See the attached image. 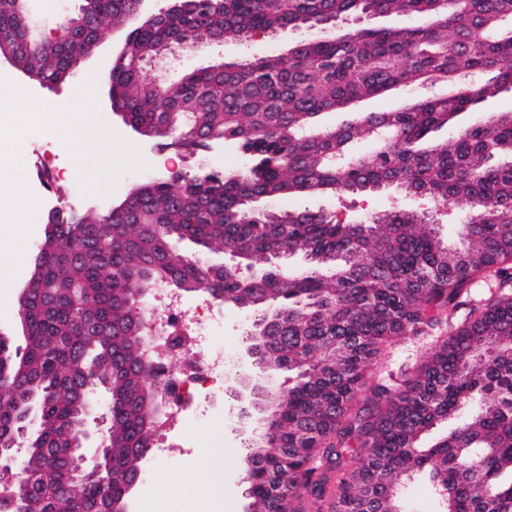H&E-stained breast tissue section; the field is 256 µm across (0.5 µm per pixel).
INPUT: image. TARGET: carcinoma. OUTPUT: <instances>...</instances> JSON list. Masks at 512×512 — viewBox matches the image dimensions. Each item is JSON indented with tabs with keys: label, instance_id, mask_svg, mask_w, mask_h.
<instances>
[{
	"label": "carcinoma",
	"instance_id": "1",
	"mask_svg": "<svg viewBox=\"0 0 512 512\" xmlns=\"http://www.w3.org/2000/svg\"><path fill=\"white\" fill-rule=\"evenodd\" d=\"M135 0H87L82 32L60 38L27 28V0H0V54L47 89H80L74 55L104 26L133 21ZM401 14L422 23L357 28L307 40L291 52L212 65L179 79L143 76L173 43L246 40L284 28H338L360 16ZM108 94L127 125L186 151L232 143L239 170L198 167L191 176L134 186L131 201L94 217L73 208L54 225L22 303L24 346L0 336V448L13 453L39 412L40 447L0 468L11 483L0 512H113L150 451L164 411L143 357L145 300L159 284L205 289L253 315L245 332L266 369L288 385L252 388L267 438L244 457L250 512H407L404 482H430L439 512H512V113L480 125L456 118L512 89V0H186L125 38ZM483 73L454 95L416 98L337 127L319 117L395 86L452 82ZM448 137L431 148L430 135ZM397 186L429 207L344 222L327 212H277L263 199L336 195ZM463 202V248L441 236L436 215ZM189 241L267 263L244 287L233 269L203 266L178 249ZM303 255L296 271L273 264ZM496 290L471 299L477 280ZM435 337L429 358L388 378L377 368L396 338ZM110 396L111 468L66 487L65 448L96 387ZM453 427L428 446L440 423ZM30 473L37 490L14 495Z\"/></svg>",
	"mask_w": 512,
	"mask_h": 512
}]
</instances>
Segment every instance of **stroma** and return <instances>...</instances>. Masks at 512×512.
Listing matches in <instances>:
<instances>
[{"label": "stroma", "instance_id": "obj_1", "mask_svg": "<svg viewBox=\"0 0 512 512\" xmlns=\"http://www.w3.org/2000/svg\"><path fill=\"white\" fill-rule=\"evenodd\" d=\"M313 31L297 28L283 29L275 34H261L235 42H215L201 47H172L163 59L146 68V78L163 76L173 80L185 71L210 64L238 63L266 54H285L299 43L313 38ZM100 63L86 65L84 75L91 81L85 86L86 105L94 111L99 125L105 127V141L112 151V171L108 188L101 191L83 187L80 198H73L74 177H87L80 156L90 155L94 145L77 141L75 134L84 126V115L73 105L69 85L46 89L31 84V91L54 104L61 118L49 126L34 124L32 134L24 142L32 149L43 137H50L55 156L18 170H0V188L15 184L24 188L39 185L50 196L55 207H75L95 213L112 207L124 199L139 182L177 171L193 173L205 165L215 171L244 167L245 162L230 143L213 149L189 153L177 147H161L157 140L144 137L126 126L121 115L112 112L107 94L98 78ZM444 84L425 85L421 88H400L381 96L354 103L351 110L331 112L325 117L328 124L350 119L351 115L366 112L395 111L416 97H427L447 92ZM278 211L336 212L339 219L357 221L382 215L394 208L418 209L420 200L397 190L372 191L339 198L321 195L295 194L271 203ZM48 207H40L36 221H29L27 212H17L0 204V333L11 336L15 344H22V326L18 300L31 273L18 267L10 241L11 225L26 227L25 243L29 255H36L44 240ZM215 314L220 321L213 333V345L223 347L228 365L224 380L211 389L210 398L202 401L197 410L185 414L172 432L176 443L173 451L151 457L154 471L152 480H139L127 496L129 512H141L145 501L160 500L165 512H247L249 500L242 480L241 461L245 445L251 438V423L243 421L241 409L248 396L241 392L238 381L249 377L259 382L260 371L251 364L246 354L245 330L252 318L248 309L217 304Z\"/></svg>", "mask_w": 512, "mask_h": 512}]
</instances>
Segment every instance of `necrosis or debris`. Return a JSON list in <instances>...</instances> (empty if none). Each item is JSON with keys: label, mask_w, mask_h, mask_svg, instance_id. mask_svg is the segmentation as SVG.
<instances>
[{"label": "necrosis or debris", "mask_w": 512, "mask_h": 512, "mask_svg": "<svg viewBox=\"0 0 512 512\" xmlns=\"http://www.w3.org/2000/svg\"><path fill=\"white\" fill-rule=\"evenodd\" d=\"M157 308L154 313L155 333L148 341V356L154 368L161 372L162 396L167 406L157 423L155 446L158 451L172 448L169 433L174 421L192 410L210 387L224 378V354L209 349L206 339L214 328L212 312L214 299L200 292L195 302V319H183V296L168 286L155 291ZM183 358L184 369L172 373L169 364L174 358Z\"/></svg>", "instance_id": "necrosis-or-debris-1"}]
</instances>
